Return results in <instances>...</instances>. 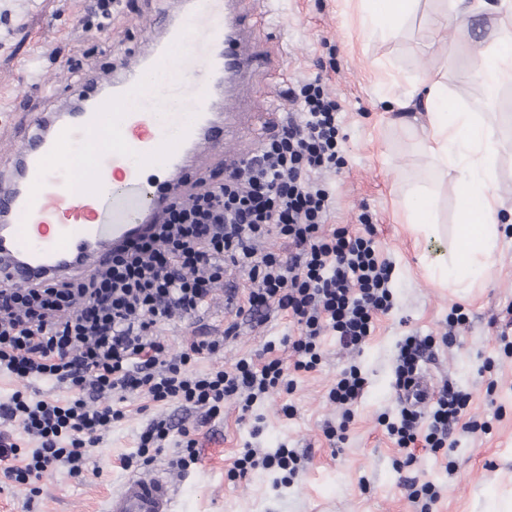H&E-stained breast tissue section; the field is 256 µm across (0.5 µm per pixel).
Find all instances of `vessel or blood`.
<instances>
[{"label": "vessel or blood", "mask_w": 512, "mask_h": 512, "mask_svg": "<svg viewBox=\"0 0 512 512\" xmlns=\"http://www.w3.org/2000/svg\"><path fill=\"white\" fill-rule=\"evenodd\" d=\"M247 0H178L120 63L67 84L76 107L29 119L0 161V286L86 275L204 188L211 161L241 165V80L270 51L247 38ZM162 474L126 480L108 512H175Z\"/></svg>", "instance_id": "1"}]
</instances>
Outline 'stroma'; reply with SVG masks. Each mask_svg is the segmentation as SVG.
I'll return each mask as SVG.
<instances>
[{"label":"stroma","instance_id":"1","mask_svg":"<svg viewBox=\"0 0 512 512\" xmlns=\"http://www.w3.org/2000/svg\"><path fill=\"white\" fill-rule=\"evenodd\" d=\"M165 6V0H123L109 29L101 31L84 26L82 0H11L10 16L0 18V31L13 32L0 45V89L9 90L28 61L66 82L92 76L123 56ZM256 9L285 24L288 58L243 84L245 107L274 111L262 85L281 90L317 77L335 96L346 164L325 177L334 197L328 222L356 229L360 214H368L380 256L395 265L392 310L380 316L359 350H345L335 336H325L322 360L309 372L294 370L295 358L283 345L297 333L288 317L278 315L259 326L241 322L236 337L196 363V370L231 366L270 341L293 369L291 392H272L246 415L235 401H226L211 419L191 406L154 404L143 412L140 399L130 400L126 418L93 448L81 478L63 470L45 473L35 496L28 486L2 483L0 512H106L112 493L129 475L123 461L136 452L140 432L152 419L169 415L182 421L207 461L203 467L180 468L177 436L150 463V470L176 479V512H417L404 487L409 478L437 486L440 499L433 512H483L492 493H512V354H504L496 326L512 307V230H505L489 274L472 287L451 288L432 274L430 266L448 249L457 223L456 179L441 175L425 151L414 121L418 102L401 117L384 101L391 89L401 95L416 91V75L429 71L455 104L491 113L500 142L498 193L512 208V98L487 97L474 71L476 60L497 52L505 14L487 12L458 20L456 29L436 31L427 20L446 11L445 0H417L400 35L386 40L362 34L358 0H261ZM422 189L438 197L435 240L407 222L405 204ZM245 283L243 272L228 269L223 295L213 296L194 319L165 325L162 332L172 350H182L196 337L222 335L235 321L226 294ZM456 306L467 322L447 346L440 338ZM412 334L437 337L424 371L433 387L449 382L468 393V413L482 427L458 434L454 449H417L416 461L405 466L378 419L396 414L402 404L393 387L394 366L400 342ZM353 364L367 384L352 408L344 440L334 442L323 429L338 423L341 411L327 394L337 375ZM288 405L293 414H285ZM283 443L303 459L286 486L275 487V473L262 469L231 477L245 446Z\"/></svg>","mask_w":512,"mask_h":512}]
</instances>
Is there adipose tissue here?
I'll return each instance as SVG.
<instances>
[{
	"label": "adipose tissue",
	"mask_w": 512,
	"mask_h": 512,
	"mask_svg": "<svg viewBox=\"0 0 512 512\" xmlns=\"http://www.w3.org/2000/svg\"><path fill=\"white\" fill-rule=\"evenodd\" d=\"M414 4L415 0H361L364 33L396 35ZM418 81L427 89L426 149L441 171L455 174L462 194L449 257L435 268L443 280L463 288L491 268L501 227L512 223V211H504L495 191L499 144L482 113L449 105L441 81L428 73Z\"/></svg>",
	"instance_id": "obj_1"
}]
</instances>
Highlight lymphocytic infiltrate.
I'll return each mask as SVG.
<instances>
[{
	"mask_svg": "<svg viewBox=\"0 0 512 512\" xmlns=\"http://www.w3.org/2000/svg\"><path fill=\"white\" fill-rule=\"evenodd\" d=\"M285 96L291 109L246 168L171 207L164 223L112 252L107 264L21 292L0 288V374L44 379L66 391L42 398L16 392L0 402V424L21 426L36 442L23 451L0 433L1 475L19 484L49 470L81 476L91 447L124 418L121 405L132 397L201 406L215 416L225 399H235L246 413L271 391L292 390L272 343L259 359L193 370L198 359L223 349L237 321L223 336L171 354L161 325L192 317L223 282L226 267L241 269L249 282L238 318L262 325L281 312L296 324L298 333L287 344L298 371L320 364L326 332L343 348L360 349L379 316L392 309L393 263L379 257L368 218H361L358 231L326 223L333 196L322 176L343 163L338 103L317 79L288 86ZM272 233L287 240V253L258 249ZM435 341L404 338L395 389L413 384ZM365 384L354 365L337 377L328 398L343 415L338 426H326L327 438L346 432L349 409ZM467 406V395L446 383L428 415L404 407L380 422L411 462L417 443L435 452L456 431L476 430ZM300 463L284 444L262 453L248 447L234 469L241 475L259 468L292 474Z\"/></svg>",
	"mask_w": 512,
	"mask_h": 512,
	"instance_id": "lymphocytic-infiltrate-1",
	"label": "lymphocytic infiltrate"
}]
</instances>
